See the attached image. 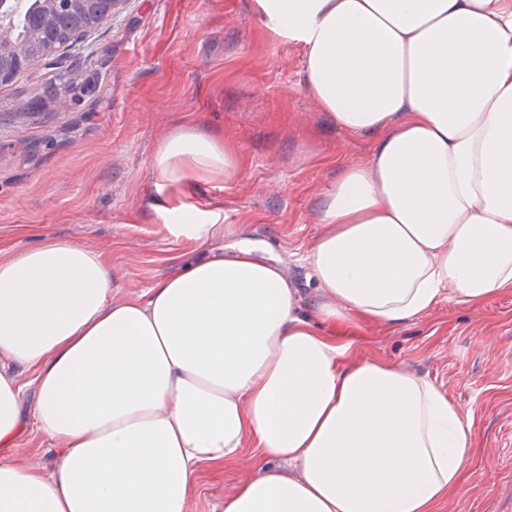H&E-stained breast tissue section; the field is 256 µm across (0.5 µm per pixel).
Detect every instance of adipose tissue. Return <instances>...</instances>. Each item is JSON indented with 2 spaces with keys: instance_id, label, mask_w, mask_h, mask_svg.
Returning a JSON list of instances; mask_svg holds the SVG:
<instances>
[{
  "instance_id": "1",
  "label": "adipose tissue",
  "mask_w": 512,
  "mask_h": 512,
  "mask_svg": "<svg viewBox=\"0 0 512 512\" xmlns=\"http://www.w3.org/2000/svg\"><path fill=\"white\" fill-rule=\"evenodd\" d=\"M305 53L337 126L376 138L344 166L307 260L304 312L253 248L180 263L146 300H112V272L44 236L0 262V447L27 426L54 472L0 457V512H186L196 465L258 453L219 512H440L465 493L475 431L427 377L357 357L330 330L410 322L442 300L512 288V0H254ZM155 191L174 235L204 238L198 183L232 177L219 138L161 140ZM0 370L12 374L18 383L24 387L25 392L22 398V410L27 416L36 398L37 392L36 385L32 382L31 372L26 368L11 364L2 358H0Z\"/></svg>"
}]
</instances>
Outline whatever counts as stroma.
Returning a JSON list of instances; mask_svg holds the SVG:
<instances>
[{
  "label": "stroma",
  "mask_w": 512,
  "mask_h": 512,
  "mask_svg": "<svg viewBox=\"0 0 512 512\" xmlns=\"http://www.w3.org/2000/svg\"><path fill=\"white\" fill-rule=\"evenodd\" d=\"M53 57L0 85V261L45 235L72 242L103 255L124 302L145 298L175 259L249 243L314 310L306 257L327 230L323 204L343 166L369 163L375 138L322 111L300 46L270 32L252 0H123ZM179 132L219 136L237 160L232 179L187 195L216 216L201 240L169 232L154 190L158 145ZM347 333L358 356L432 380L474 427L468 489L442 512H512V290ZM255 454L249 438L234 467L200 465L187 512H218ZM12 459L45 472L58 463L35 431Z\"/></svg>",
  "instance_id": "stroma-1"
}]
</instances>
